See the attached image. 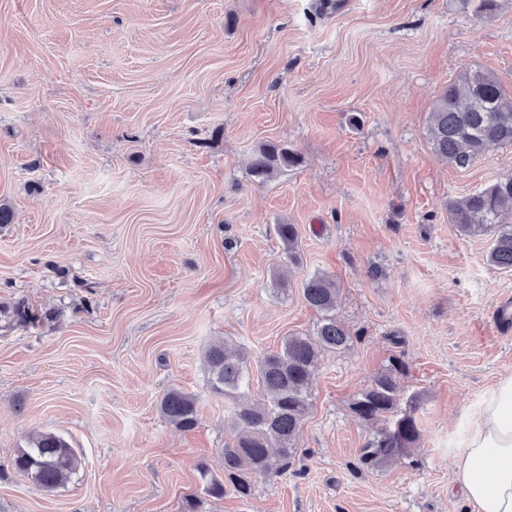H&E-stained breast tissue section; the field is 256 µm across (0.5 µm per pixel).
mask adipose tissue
I'll return each instance as SVG.
<instances>
[{
	"label": "adipose tissue",
	"mask_w": 512,
	"mask_h": 512,
	"mask_svg": "<svg viewBox=\"0 0 512 512\" xmlns=\"http://www.w3.org/2000/svg\"><path fill=\"white\" fill-rule=\"evenodd\" d=\"M469 512H512V374L495 385L455 461Z\"/></svg>",
	"instance_id": "1"
}]
</instances>
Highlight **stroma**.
Segmentation results:
<instances>
[{
	"label": "stroma",
	"mask_w": 512,
	"mask_h": 512,
	"mask_svg": "<svg viewBox=\"0 0 512 512\" xmlns=\"http://www.w3.org/2000/svg\"><path fill=\"white\" fill-rule=\"evenodd\" d=\"M467 66L512 90V0H0V301L58 313L0 329V463L36 431L82 458L53 492L0 479V512H182L231 437L205 349L254 361L313 333L320 273L354 340L317 364L300 451L201 512H466L454 461L512 373V271L447 209L512 175V147L461 169L427 138ZM269 143L302 163L260 182ZM396 359L419 444L368 469L352 404ZM173 388L194 430L162 416ZM160 411L179 430L191 431L198 426L197 398L191 393L170 390L160 402Z\"/></svg>",
	"instance_id": "obj_1"
}]
</instances>
